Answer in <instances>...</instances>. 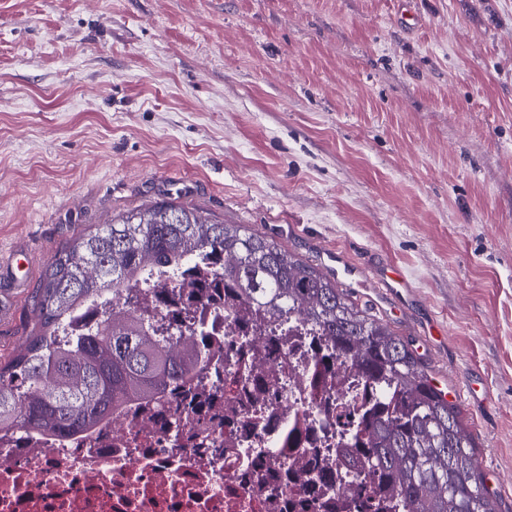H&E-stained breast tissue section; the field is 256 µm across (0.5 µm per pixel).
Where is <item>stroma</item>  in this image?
<instances>
[{
    "label": "stroma",
    "mask_w": 512,
    "mask_h": 512,
    "mask_svg": "<svg viewBox=\"0 0 512 512\" xmlns=\"http://www.w3.org/2000/svg\"><path fill=\"white\" fill-rule=\"evenodd\" d=\"M400 2L0 0V357L58 248L171 197L387 323L512 512V0Z\"/></svg>",
    "instance_id": "obj_1"
}]
</instances>
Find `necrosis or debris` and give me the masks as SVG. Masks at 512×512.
Segmentation results:
<instances>
[{
	"label": "necrosis or debris",
	"instance_id": "1",
	"mask_svg": "<svg viewBox=\"0 0 512 512\" xmlns=\"http://www.w3.org/2000/svg\"><path fill=\"white\" fill-rule=\"evenodd\" d=\"M191 317L245 351L220 367L223 417L202 427L188 414L164 434L130 404L104 435L1 446L0 512H390L385 496L364 508L352 491L359 476L337 461L371 391L349 367L324 373V337L294 321L244 322L222 304ZM257 376L268 394L247 389ZM323 469L334 490L313 482Z\"/></svg>",
	"mask_w": 512,
	"mask_h": 512
}]
</instances>
